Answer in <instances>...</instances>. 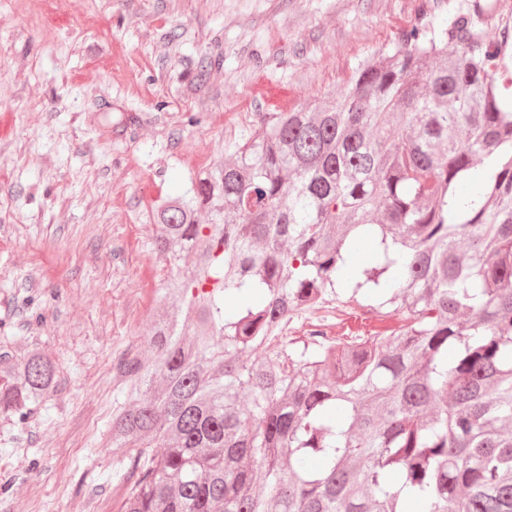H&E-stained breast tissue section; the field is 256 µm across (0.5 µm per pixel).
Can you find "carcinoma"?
<instances>
[{"label":"carcinoma","instance_id":"1","mask_svg":"<svg viewBox=\"0 0 512 512\" xmlns=\"http://www.w3.org/2000/svg\"><path fill=\"white\" fill-rule=\"evenodd\" d=\"M511 38L419 18L157 205L183 267L118 361L119 512H512ZM363 301L396 326L283 340ZM56 381L38 350L1 366L0 411Z\"/></svg>","mask_w":512,"mask_h":512}]
</instances>
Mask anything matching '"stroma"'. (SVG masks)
Returning <instances> with one entry per match:
<instances>
[{"instance_id":"1","label":"stroma","mask_w":512,"mask_h":512,"mask_svg":"<svg viewBox=\"0 0 512 512\" xmlns=\"http://www.w3.org/2000/svg\"><path fill=\"white\" fill-rule=\"evenodd\" d=\"M463 6L512 27V0H0V363L58 368L0 412V512H117L103 433L160 309L157 202Z\"/></svg>"}]
</instances>
